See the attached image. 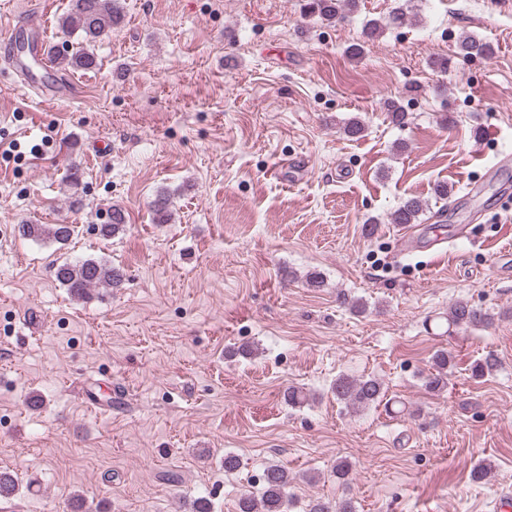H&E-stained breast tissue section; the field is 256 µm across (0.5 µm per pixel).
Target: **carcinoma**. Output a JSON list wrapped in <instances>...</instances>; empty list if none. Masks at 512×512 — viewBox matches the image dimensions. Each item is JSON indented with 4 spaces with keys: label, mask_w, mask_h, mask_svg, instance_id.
I'll return each instance as SVG.
<instances>
[{
    "label": "carcinoma",
    "mask_w": 512,
    "mask_h": 512,
    "mask_svg": "<svg viewBox=\"0 0 512 512\" xmlns=\"http://www.w3.org/2000/svg\"><path fill=\"white\" fill-rule=\"evenodd\" d=\"M120 0H72L70 9L60 17L59 27L67 32L81 34L85 45L71 53L50 54L51 59L65 69L89 70L97 65V58L90 49L112 27L122 20ZM358 10V0H306L304 11L322 21L332 23L346 19ZM459 56L467 59H488L493 54L491 45L475 36L465 35L459 40ZM428 208L417 197H409L390 214L392 224H414ZM19 235L24 239L41 240L48 238L56 243L67 244L75 233L72 224H20ZM57 279L69 291L83 297L89 289L96 287L116 288L123 280V272L104 261L85 259L77 263L64 264L56 271ZM448 326L480 329L492 325L494 316L472 305L465 299H458L448 307ZM454 357L446 350L434 356V372L425 380L431 392L442 389L447 384L448 368ZM332 391L336 399L356 409L368 408L382 401L384 386L372 376L340 374ZM292 478L288 471L277 464L266 467L263 475V492L257 498L251 494L241 496L238 512H284L288 500V487ZM308 512H354L350 499H318L309 505Z\"/></svg>",
    "instance_id": "obj_1"
}]
</instances>
